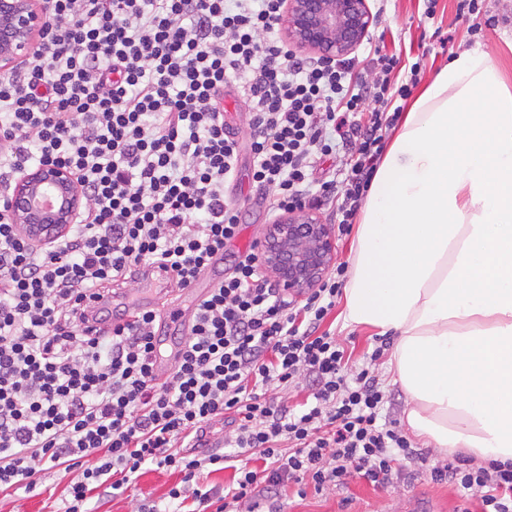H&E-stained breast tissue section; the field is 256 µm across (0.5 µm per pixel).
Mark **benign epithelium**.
Returning a JSON list of instances; mask_svg holds the SVG:
<instances>
[{"label": "benign epithelium", "mask_w": 512, "mask_h": 512, "mask_svg": "<svg viewBox=\"0 0 512 512\" xmlns=\"http://www.w3.org/2000/svg\"><path fill=\"white\" fill-rule=\"evenodd\" d=\"M375 21L367 0H286L280 26L288 41L324 62L355 53ZM48 24L45 0H0V74L31 58ZM84 206L72 175L42 165L18 177L8 216L22 232L43 244L76 222ZM261 265L289 297L299 299L336 264L333 225L304 209L289 211L263 229Z\"/></svg>", "instance_id": "1"}]
</instances>
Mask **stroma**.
<instances>
[{"label": "stroma", "mask_w": 512, "mask_h": 512, "mask_svg": "<svg viewBox=\"0 0 512 512\" xmlns=\"http://www.w3.org/2000/svg\"><path fill=\"white\" fill-rule=\"evenodd\" d=\"M457 0H438L434 18H427L422 0H386L369 7L376 12V21L357 51L352 54L353 76L365 80L373 75L369 56L371 47L391 54L409 49L421 57L420 82H427L458 52L485 49L494 54L508 85L512 86V0H479L478 13L464 18L456 16ZM224 127L235 135L238 160L235 176L224 192L240 208L241 241L258 244L265 225L273 223L269 213L267 191L251 180V142L253 130L249 107L235 85L224 87ZM343 305H336L323 324L350 353V367L359 368L370 362L375 347H382L374 329L350 326L344 320ZM384 352L375 364V375L388 396L387 417L404 425L407 399L391 373L392 348ZM180 477L178 474L150 465L142 470L123 493L92 499V512H140L141 508L157 506L165 512L171 505L168 492ZM68 482L64 474L48 471L37 489L30 494L0 497V512H60L63 489ZM296 484L280 489L278 504L282 512H397L406 499H416L426 512H459L462 501L455 488L431 481L428 474L417 473L412 479L401 480L387 487H375L353 478L346 484L322 492L307 489L298 495Z\"/></svg>", "instance_id": "obj_1"}]
</instances>
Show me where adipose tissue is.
I'll return each mask as SVG.
<instances>
[{
  "mask_svg": "<svg viewBox=\"0 0 512 512\" xmlns=\"http://www.w3.org/2000/svg\"><path fill=\"white\" fill-rule=\"evenodd\" d=\"M345 321L395 339L410 432L512 461V87L464 51L404 112L373 176Z\"/></svg>",
  "mask_w": 512,
  "mask_h": 512,
  "instance_id": "1",
  "label": "adipose tissue"
}]
</instances>
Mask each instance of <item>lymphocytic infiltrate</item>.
<instances>
[{"label": "lymphocytic infiltrate", "mask_w": 512, "mask_h": 512, "mask_svg": "<svg viewBox=\"0 0 512 512\" xmlns=\"http://www.w3.org/2000/svg\"><path fill=\"white\" fill-rule=\"evenodd\" d=\"M37 56L0 77V182L45 163L68 170L84 199L75 224L39 246L0 217V493H32L45 463L81 475L62 512H88L93 492L130 486L154 465L178 472L170 499L204 512H257V493L284 483L321 491L358 477L390 485L405 465L428 472L479 512H512V463L456 454L431 462L393 422L371 364L353 370L322 325L346 272L338 264L301 305L269 285L258 256H239L196 306L172 372L157 365L155 316L129 311L109 333L87 324L134 268L153 265L186 286L239 234L224 184L237 142L224 130L225 83L243 90L254 128L252 179L273 213L336 200L347 234L387 134L417 85L420 63L376 54L380 77L353 81L279 35L283 0H47ZM374 107L359 114L365 101ZM349 149L340 179L316 182L318 161ZM312 380L289 407L272 388ZM236 425L243 468L224 493L201 484L226 454H202L206 424Z\"/></svg>", "instance_id": "f902f5d3"}]
</instances>
